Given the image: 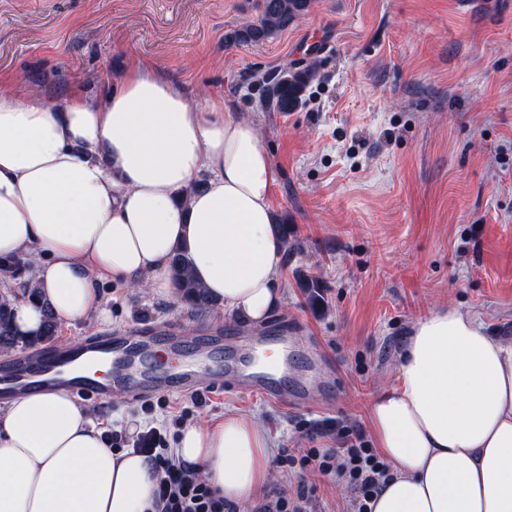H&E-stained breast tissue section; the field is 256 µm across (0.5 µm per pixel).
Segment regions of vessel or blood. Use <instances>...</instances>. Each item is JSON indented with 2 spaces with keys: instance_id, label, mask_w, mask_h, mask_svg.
<instances>
[{
  "instance_id": "b4317fda",
  "label": "vessel or blood",
  "mask_w": 512,
  "mask_h": 512,
  "mask_svg": "<svg viewBox=\"0 0 512 512\" xmlns=\"http://www.w3.org/2000/svg\"><path fill=\"white\" fill-rule=\"evenodd\" d=\"M261 344L258 338L245 341L220 333L189 345L172 335L168 338V349L179 365L166 371L155 365L156 338L149 332H106L72 345L45 346L35 355H20L0 363V399L8 400L38 388L62 390L79 399L106 401L111 393L121 391L144 396L193 395L213 394L230 387L245 395L261 394L280 405L302 403L303 393L291 395L276 386L274 373L250 371L251 354ZM226 346L244 351L239 366L227 368L214 362L216 351ZM93 361L111 365L108 380L99 381L82 374V366Z\"/></svg>"
}]
</instances>
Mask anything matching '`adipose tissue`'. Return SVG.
Returning <instances> with one entry per match:
<instances>
[{"label":"adipose tissue","instance_id":"ef3b65f1","mask_svg":"<svg viewBox=\"0 0 512 512\" xmlns=\"http://www.w3.org/2000/svg\"><path fill=\"white\" fill-rule=\"evenodd\" d=\"M276 172L256 126L223 95L188 97L133 63L100 96L48 100L0 83V263L35 271L4 293L16 336L47 314H103L100 284L174 296L171 260L225 312L258 324L283 303ZM369 418L391 465L372 512H512V344L442 308L416 321ZM269 441L253 420L185 425L178 463L234 503L267 484ZM158 472L108 448L72 395L33 391L0 408V512H154Z\"/></svg>","mask_w":512,"mask_h":512}]
</instances>
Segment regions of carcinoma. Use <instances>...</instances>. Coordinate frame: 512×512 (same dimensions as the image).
Returning <instances> with one entry per match:
<instances>
[{"label": "carcinoma", "instance_id": "cac0c4a2", "mask_svg": "<svg viewBox=\"0 0 512 512\" xmlns=\"http://www.w3.org/2000/svg\"><path fill=\"white\" fill-rule=\"evenodd\" d=\"M312 0H257L256 9L260 12L257 22L229 30L224 41L231 44H257L267 41L280 32L296 18L308 12ZM316 76V63L303 67L291 65L282 70L263 76L265 94L279 112L295 110L303 100L307 89ZM171 274L179 302L193 312L213 310L217 304L210 300L202 287L190 276L185 259L176 255L171 262ZM11 312L9 307L0 303V350H15L24 343L12 335L10 329Z\"/></svg>", "mask_w": 512, "mask_h": 512}]
</instances>
